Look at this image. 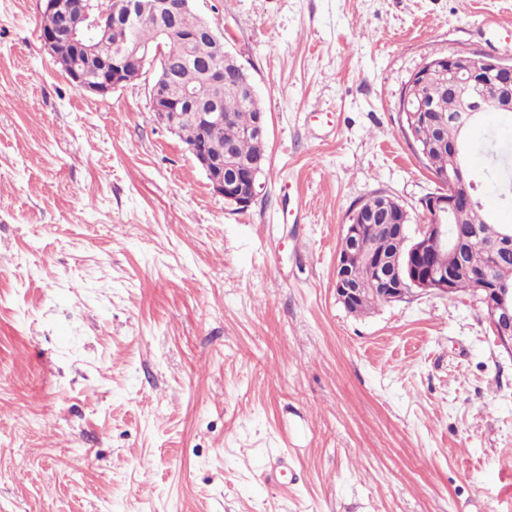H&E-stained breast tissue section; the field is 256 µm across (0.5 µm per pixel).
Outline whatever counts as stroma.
I'll use <instances>...</instances> for the list:
<instances>
[{
    "label": "stroma",
    "mask_w": 512,
    "mask_h": 512,
    "mask_svg": "<svg viewBox=\"0 0 512 512\" xmlns=\"http://www.w3.org/2000/svg\"><path fill=\"white\" fill-rule=\"evenodd\" d=\"M266 114L234 210L149 109L75 90L0 0V512H512V355L477 298L349 313L348 213L434 192L400 124L512 0H194ZM283 463L277 481L266 476Z\"/></svg>",
    "instance_id": "1"
}]
</instances>
